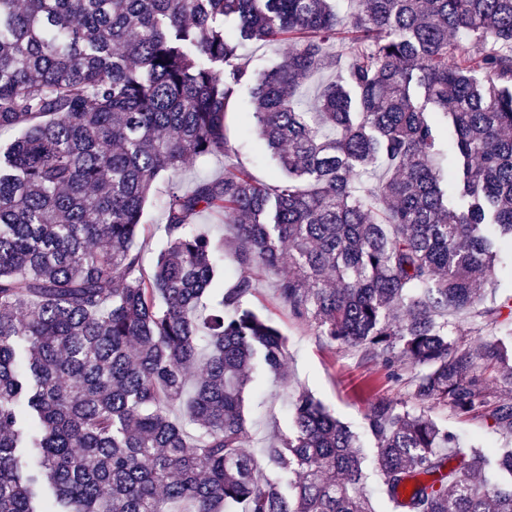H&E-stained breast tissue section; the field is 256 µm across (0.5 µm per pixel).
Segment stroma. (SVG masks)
<instances>
[{"label": "stroma", "mask_w": 512, "mask_h": 512, "mask_svg": "<svg viewBox=\"0 0 512 512\" xmlns=\"http://www.w3.org/2000/svg\"><path fill=\"white\" fill-rule=\"evenodd\" d=\"M251 110L249 91L241 89L224 120V135L231 153L188 163L173 177L184 189H191L199 178L220 176L228 164L246 168L262 183L271 182L277 176L270 151L248 127ZM173 178L161 175L145 204L144 221L149 229L140 244L148 267L165 245L160 226L164 222L165 192ZM249 303L270 318L282 333L286 349L284 371L288 376L283 383L272 375L256 372V384L245 394L249 446L254 454L262 453L273 434L288 431L290 402L299 391L313 394L337 419L357 430L363 427L370 401L386 396L408 399L406 382L391 378L383 364L362 360L356 349L328 342L315 335L311 327L294 319L287 307L276 300L272 281H260Z\"/></svg>", "instance_id": "1"}]
</instances>
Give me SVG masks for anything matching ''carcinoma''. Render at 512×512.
Listing matches in <instances>:
<instances>
[{
	"instance_id": "1",
	"label": "carcinoma",
	"mask_w": 512,
	"mask_h": 512,
	"mask_svg": "<svg viewBox=\"0 0 512 512\" xmlns=\"http://www.w3.org/2000/svg\"><path fill=\"white\" fill-rule=\"evenodd\" d=\"M359 2L0 0V130L21 131L0 148V512H374L372 476L394 512H512V331L458 339L512 323V0ZM247 41L286 63L253 69ZM244 87L280 177L171 186L145 272L155 180L228 153ZM205 212L232 221L227 285ZM261 278L318 335L406 361L416 404L506 442L465 448L380 397L370 464L301 391L256 457L244 394L285 346L248 306ZM327 78L328 74L326 73H316L307 81L297 97L298 106L301 110L313 112L316 107L317 91Z\"/></svg>"
}]
</instances>
